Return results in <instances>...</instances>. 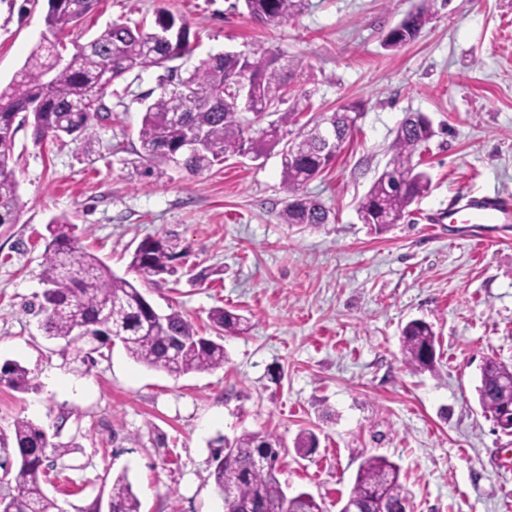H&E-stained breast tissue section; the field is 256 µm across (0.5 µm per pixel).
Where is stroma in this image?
Returning <instances> with one entry per match:
<instances>
[{
  "instance_id": "35a3bbf8",
  "label": "stroma",
  "mask_w": 512,
  "mask_h": 512,
  "mask_svg": "<svg viewBox=\"0 0 512 512\" xmlns=\"http://www.w3.org/2000/svg\"><path fill=\"white\" fill-rule=\"evenodd\" d=\"M161 7L191 27L180 71L260 45L290 66L283 107L301 120L360 104L350 141L301 188L335 218L280 223L291 192L275 153L230 156L192 179L175 169L148 183L131 176L124 162L139 146L141 99L158 88L154 66L114 80L93 148L68 137L38 144L20 126L10 161L19 217L0 226V364L20 363L33 386L0 385V478L17 469L8 442L25 418L70 447L44 486L62 512L107 505L121 473L141 512H224L217 441L261 432L286 449L282 486L311 493L325 512H339L371 455L399 466L410 512H512V435L485 417L477 393L487 359L512 365V227L480 244L471 229L427 220L462 192L512 197V0H306L275 29L253 22L243 0H101L80 29L88 39L113 22L148 26ZM420 7L429 21L418 38L385 49L389 29ZM46 12L47 0H0V84L46 36ZM414 114L434 129L413 157L431 183L378 235L357 203ZM62 216L127 279L148 236L185 249L189 271L211 270L143 292L205 334L213 308L249 317L247 334L224 336L223 368L175 378L118 345L90 366L45 336L24 306L43 289L46 226ZM414 319L436 336L429 371L402 362L401 329ZM305 430L319 445L302 457L294 441Z\"/></svg>"
}]
</instances>
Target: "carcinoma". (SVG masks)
<instances>
[{
	"instance_id": "carcinoma-1",
	"label": "carcinoma",
	"mask_w": 512,
	"mask_h": 512,
	"mask_svg": "<svg viewBox=\"0 0 512 512\" xmlns=\"http://www.w3.org/2000/svg\"><path fill=\"white\" fill-rule=\"evenodd\" d=\"M45 24L51 37L39 42L21 69L0 86V225L14 224L18 213V180L9 165L18 125L31 122L34 140L81 138L91 148L92 121L109 111L105 97L112 81L146 65L163 66L192 52L190 27L165 8L154 23L137 28L112 23L90 42H73L65 64L55 62L66 49L61 35L77 29L98 0H47ZM248 14L266 28H276L300 14L305 0H244ZM428 22L422 9L409 13L385 36L384 46L397 49L413 41ZM280 57L261 46L235 57L218 54L202 61L186 77L159 85L144 101L139 149L126 165L137 176L149 178L176 168L190 176L202 175L224 163L227 154L250 151L259 157L281 147V177L293 195L279 212L283 224H326L329 210L298 193L299 187L320 175L336 158L316 129L294 131L295 112H281L286 81ZM248 83L256 111L278 115L258 139L246 137L236 85ZM424 115L400 125L389 148L390 158L358 205L362 223L380 234L428 191L429 175L412 164L415 152L432 136ZM299 139L294 155L286 154L288 139ZM43 254V292L28 311L42 316L41 328L53 339H70L78 329L88 344L78 347L83 362L92 363L112 340L127 355L151 369L178 378L224 367V345L201 334L178 311L160 316L141 288L118 276L95 254L84 249L75 225L54 219ZM174 246L163 237L144 238L132 253L130 268L142 282L178 273ZM216 335L247 329L244 316L224 308L209 313ZM405 363L418 371L435 363V335L429 324L412 320L402 329ZM502 376L489 359L481 371L479 395L495 413L501 402ZM29 371L17 362L0 366V384L24 392L30 389ZM13 443L19 466L13 478L0 481V505L11 512H60L44 491L50 463L68 454V446L49 441L42 427L25 418L13 423ZM280 443L259 433H245L224 442L214 457L215 489L224 500V512H324L306 492L288 495L277 477ZM352 494L363 500L366 512H399L408 501L399 466L384 456H369L356 474ZM112 512H140L141 503L126 474H119L110 491Z\"/></svg>"
}]
</instances>
